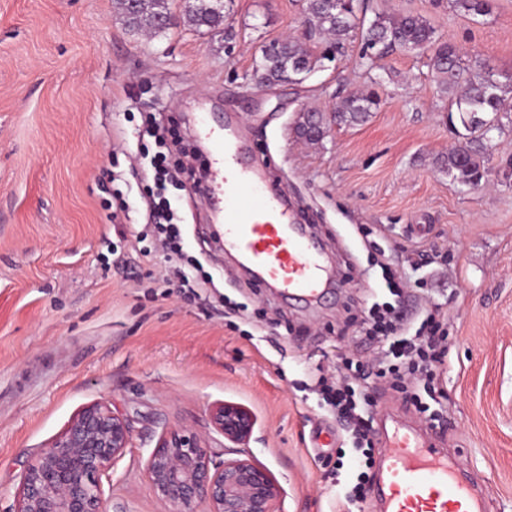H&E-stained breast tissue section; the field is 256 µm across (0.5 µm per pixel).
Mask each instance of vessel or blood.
Masks as SVG:
<instances>
[{
    "label": "vessel or blood",
    "instance_id": "vessel-or-blood-1",
    "mask_svg": "<svg viewBox=\"0 0 512 512\" xmlns=\"http://www.w3.org/2000/svg\"><path fill=\"white\" fill-rule=\"evenodd\" d=\"M237 122L229 115L220 125L205 116L196 123L197 135L212 146L201 191L221 216L217 243L281 298L311 306L339 280L301 235L287 197L270 187L254 164L250 145L234 130ZM384 446L385 466L373 489L382 512H491L448 452L414 428H395Z\"/></svg>",
    "mask_w": 512,
    "mask_h": 512
}]
</instances>
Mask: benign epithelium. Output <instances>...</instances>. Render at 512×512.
I'll list each match as a JSON object with an SVG mask.
<instances>
[{
  "instance_id": "7a95c632",
  "label": "benign epithelium",
  "mask_w": 512,
  "mask_h": 512,
  "mask_svg": "<svg viewBox=\"0 0 512 512\" xmlns=\"http://www.w3.org/2000/svg\"><path fill=\"white\" fill-rule=\"evenodd\" d=\"M208 418L224 437V460L190 428L162 431L144 468L154 496L167 512H284V488L249 452L255 414L224 401L209 406ZM133 436V422L110 404L82 408L23 471L14 512H109L102 478Z\"/></svg>"
}]
</instances>
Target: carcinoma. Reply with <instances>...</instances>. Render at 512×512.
I'll return each instance as SVG.
<instances>
[{
	"instance_id": "1",
	"label": "carcinoma",
	"mask_w": 512,
	"mask_h": 512,
	"mask_svg": "<svg viewBox=\"0 0 512 512\" xmlns=\"http://www.w3.org/2000/svg\"><path fill=\"white\" fill-rule=\"evenodd\" d=\"M492 0H454L455 6L465 12L481 15L490 10ZM172 0H138L134 13L125 16V24L132 31L160 33L168 27L159 25L163 16L172 14ZM310 23L319 31L336 40V44L361 35L366 42L376 45L379 56L395 50L407 52L429 51L430 66L441 89L452 97L458 120L465 133L462 142L448 152L442 160L448 174L463 185L475 186L485 173V157L491 129L485 128L486 116L506 111L502 87L494 79L492 70H487L477 80L464 77L465 69L459 49L450 41L436 36L435 30L420 16L376 15L364 26L359 17V0H348L339 7L329 0H308ZM188 25L217 30L221 26L220 8L217 0H195L185 12ZM319 58L302 43L283 41L272 53L263 54V62L256 70V76L267 85L291 80L311 72ZM380 97L374 90L354 91L336 103L325 124L338 126L360 125L366 122L379 107Z\"/></svg>"
}]
</instances>
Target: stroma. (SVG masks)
<instances>
[{
  "instance_id": "35a3bbf8",
  "label": "stroma",
  "mask_w": 512,
  "mask_h": 512,
  "mask_svg": "<svg viewBox=\"0 0 512 512\" xmlns=\"http://www.w3.org/2000/svg\"><path fill=\"white\" fill-rule=\"evenodd\" d=\"M363 2L370 20L421 16L457 45L467 76L493 67L509 109L479 186L440 164L460 139L428 56L371 61L357 37L330 49L306 0H223V31L159 34L130 31L118 0H0V512H12L31 454L95 401L135 429L104 486L111 512H164L144 472L158 435L186 426L223 453L207 408L224 400L255 413L251 453L285 489V512H376L372 498L343 499L351 444L316 387L343 358L378 356L353 319L382 289L381 265L409 268V245L448 255L405 290L410 312L437 303L448 321L442 395L432 417L373 375L370 416L408 415L456 451L493 512H512V0L483 16L453 0ZM289 38L317 67L257 87L264 47ZM371 85L382 102L365 124L332 127L317 145L295 136L304 108L331 112ZM209 110L239 114L254 160L325 244L341 280L332 301L289 304L224 254L192 157L171 204L208 284L191 296L166 283L170 263L143 236L139 133L152 116L189 143L191 117ZM118 224L126 236L111 252L103 240Z\"/></svg>"
}]
</instances>
